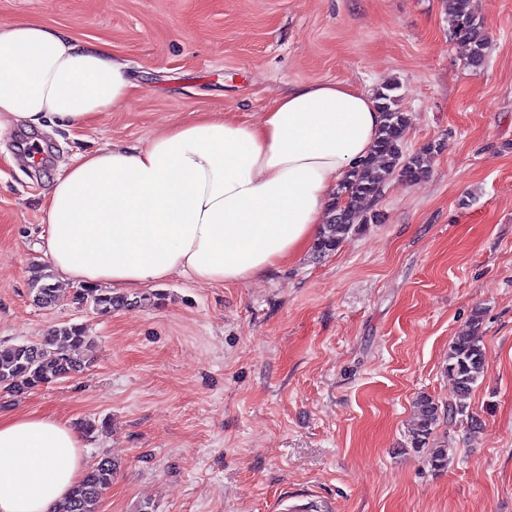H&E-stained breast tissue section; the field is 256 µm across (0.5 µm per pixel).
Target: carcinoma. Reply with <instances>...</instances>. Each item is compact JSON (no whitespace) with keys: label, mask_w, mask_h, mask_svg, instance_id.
Masks as SVG:
<instances>
[{"label":"carcinoma","mask_w":512,"mask_h":512,"mask_svg":"<svg viewBox=\"0 0 512 512\" xmlns=\"http://www.w3.org/2000/svg\"><path fill=\"white\" fill-rule=\"evenodd\" d=\"M453 39L469 47L466 66L474 73L484 69L488 36L483 23L476 17L472 0H442ZM398 86L387 84L374 95L376 106L382 112L384 124L372 151L354 163L334 192L326 224L314 244L317 255L336 251L352 233L363 224L381 222V214L373 206L382 196L388 180L398 175L413 183L429 172L430 161L440 145L429 143L420 151L406 154L403 135L410 123L408 113L398 106ZM33 301L44 307L58 299V288L51 283V275L36 267L31 278ZM93 299L97 313H112L121 298L92 285H84L73 292L75 304ZM483 312L472 311L465 333L454 337L448 347L445 370L453 381L457 401L441 407L428 396L417 398L413 404L411 448L420 451L429 444L433 430L441 416L467 417V424L478 429L481 421L467 412L465 400L485 373V355L482 344ZM93 339L83 323H65L53 328L43 338L21 344L0 345V392L11 396L24 394L41 386L68 379L89 366L88 352ZM117 464L103 456L87 469L71 495L54 512H99L101 498L112 484Z\"/></svg>","instance_id":"1"}]
</instances>
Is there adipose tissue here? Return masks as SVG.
<instances>
[{"label": "adipose tissue", "instance_id": "1", "mask_svg": "<svg viewBox=\"0 0 512 512\" xmlns=\"http://www.w3.org/2000/svg\"><path fill=\"white\" fill-rule=\"evenodd\" d=\"M135 83L108 43L0 26V130L85 127ZM383 118L368 91L295 86L259 121L200 117L146 146L77 153L46 192L41 249L61 281L131 294L181 274L240 284L315 241L337 184ZM83 438L51 414H0V512H52L85 470Z\"/></svg>", "mask_w": 512, "mask_h": 512}]
</instances>
